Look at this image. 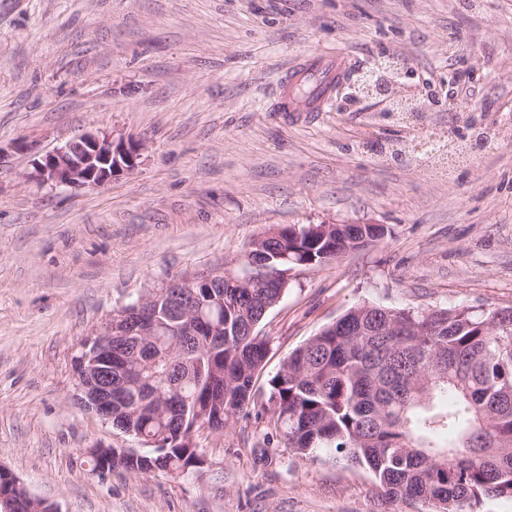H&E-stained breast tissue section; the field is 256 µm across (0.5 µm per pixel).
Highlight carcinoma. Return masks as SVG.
I'll return each instance as SVG.
<instances>
[{"label":"carcinoma","instance_id":"carcinoma-1","mask_svg":"<svg viewBox=\"0 0 512 512\" xmlns=\"http://www.w3.org/2000/svg\"><path fill=\"white\" fill-rule=\"evenodd\" d=\"M387 234L382 224L283 225L242 255L272 271L331 262ZM286 289L224 281L208 309L224 335L144 336L112 355V424L146 447L126 468L183 473L199 462L194 432L249 406L269 353L259 334ZM278 435L305 457L364 465L391 498L438 512H479L512 499V308L427 311L363 304L291 352L268 380Z\"/></svg>","mask_w":512,"mask_h":512}]
</instances>
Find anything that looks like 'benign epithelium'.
I'll return each instance as SVG.
<instances>
[{
	"label": "benign epithelium",
	"mask_w": 512,
	"mask_h": 512,
	"mask_svg": "<svg viewBox=\"0 0 512 512\" xmlns=\"http://www.w3.org/2000/svg\"><path fill=\"white\" fill-rule=\"evenodd\" d=\"M397 66L390 63L382 68L378 78L370 83L358 84V91L366 97L388 103L387 112H420L415 97L398 89L391 80ZM143 144L132 138H115L108 134L85 133L69 140L55 150L32 161L31 176L43 184L70 190L102 188L119 177L133 172L139 164ZM248 280L265 279V270L244 264L239 257L225 266V271L197 272L181 276L162 284L164 290L175 292L176 299L188 302L182 319L190 328L206 324L212 336L221 335L223 325L207 322L204 305L195 302L193 288L198 283L219 282L222 275L232 277L235 270ZM154 297L142 298L135 307L124 310L113 318L123 322L125 336H154L162 320L153 308ZM79 403L106 423L112 422V330L84 342L76 361ZM0 479L7 482L8 490L0 488V512H37L35 501L20 495L22 486L7 471L0 468Z\"/></svg>",
	"instance_id": "1"
}]
</instances>
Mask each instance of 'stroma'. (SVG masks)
Returning a JSON list of instances; mask_svg holds the SVG:
<instances>
[{"label":"stroma","instance_id":"35a3bbf8","mask_svg":"<svg viewBox=\"0 0 512 512\" xmlns=\"http://www.w3.org/2000/svg\"><path fill=\"white\" fill-rule=\"evenodd\" d=\"M319 50L354 76L399 58L398 83L436 99L402 122L337 93L278 111ZM88 131L139 140L138 168L80 192L30 179L32 157ZM478 131L492 146L450 176L412 154ZM0 149V466L31 496L58 512H434L367 468L296 455L252 408L197 437L207 463L189 474L96 475L91 448L142 445L77 405L75 360L114 310L278 225L389 233L291 272L260 326L258 400L349 308L512 307V0H0Z\"/></svg>","mask_w":512,"mask_h":512}]
</instances>
